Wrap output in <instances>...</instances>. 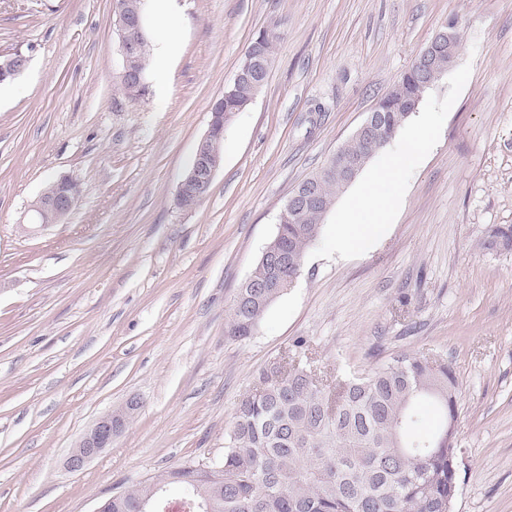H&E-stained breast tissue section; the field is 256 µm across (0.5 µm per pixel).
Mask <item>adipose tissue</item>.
I'll list each match as a JSON object with an SVG mask.
<instances>
[{"label": "adipose tissue", "mask_w": 512, "mask_h": 512, "mask_svg": "<svg viewBox=\"0 0 512 512\" xmlns=\"http://www.w3.org/2000/svg\"><path fill=\"white\" fill-rule=\"evenodd\" d=\"M430 145L428 130L424 124H417L405 150L389 157L380 169L364 179L350 202L347 218L337 229V248L358 252L382 233L404 170L424 155Z\"/></svg>", "instance_id": "1"}]
</instances>
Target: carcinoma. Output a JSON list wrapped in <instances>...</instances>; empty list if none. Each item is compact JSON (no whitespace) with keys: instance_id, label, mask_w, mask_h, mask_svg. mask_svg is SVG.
Returning a JSON list of instances; mask_svg holds the SVG:
<instances>
[{"instance_id":"1","label":"carcinoma","mask_w":512,"mask_h":512,"mask_svg":"<svg viewBox=\"0 0 512 512\" xmlns=\"http://www.w3.org/2000/svg\"><path fill=\"white\" fill-rule=\"evenodd\" d=\"M279 35L258 33L244 56L271 63ZM151 43L129 68L148 76ZM265 82L257 77L237 84L222 110L246 109ZM397 92L379 101L383 124L379 137H393L408 119L396 100L424 93L408 70ZM376 141L352 139L345 154L361 157ZM322 201L317 208L278 225L268 246L288 253L285 265L257 261L251 276L290 281L306 251L318 241L322 219L343 187L336 168L324 164ZM512 247V226L489 230L486 247ZM281 288H241L234 299L227 333L253 336ZM261 386L238 402L227 434L224 456L211 471L193 470L196 461L139 481L112 499L107 512H141L158 500L154 486L188 492L207 512H444L458 493V448L448 442V419L457 416L455 377L446 361L402 355L364 372H353L331 385L320 382L308 361L281 358L259 376Z\"/></svg>"}]
</instances>
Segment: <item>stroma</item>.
<instances>
[{"instance_id":"stroma-1","label":"stroma","mask_w":512,"mask_h":512,"mask_svg":"<svg viewBox=\"0 0 512 512\" xmlns=\"http://www.w3.org/2000/svg\"><path fill=\"white\" fill-rule=\"evenodd\" d=\"M115 0H0V512H94L132 483L222 456L237 403L305 338L319 376L399 355L447 360L462 448L454 512H512V0H168L179 37L130 101ZM456 65L366 164L419 118L437 131L384 232L335 245L340 190L294 284L257 332L227 334L234 298L291 191L361 125L446 26ZM277 27L270 75L224 135L209 194L176 200L210 104L249 42ZM82 196L26 232L48 182ZM139 408L82 471L66 458L102 414ZM28 64L29 57L25 54L17 53L1 57L0 81L15 79L27 69Z\"/></svg>"}]
</instances>
